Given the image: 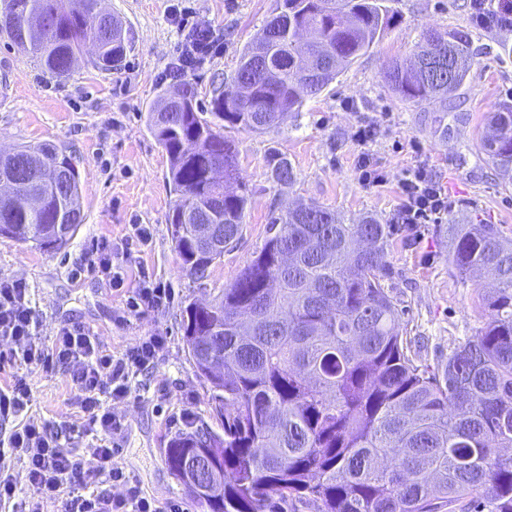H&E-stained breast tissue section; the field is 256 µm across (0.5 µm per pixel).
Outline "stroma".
Segmentation results:
<instances>
[{"instance_id":"stroma-1","label":"stroma","mask_w":512,"mask_h":512,"mask_svg":"<svg viewBox=\"0 0 512 512\" xmlns=\"http://www.w3.org/2000/svg\"><path fill=\"white\" fill-rule=\"evenodd\" d=\"M103 5L122 20L132 42L124 65L109 74L84 57L70 75L56 76L0 31V150L47 144L69 156L79 172L84 214L75 236L57 250L0 236V279L29 284L45 342H53L61 325L80 322L119 357L146 336H165L155 362L134 377L130 396L114 406L123 424L117 463L159 503L178 505L181 512H209L165 462L174 434L203 423L222 430L211 385L198 375L184 344L185 307L235 280L263 247L272 214L311 201L355 222L368 214L389 219L401 204L400 180L423 163L455 201L445 223L497 224L512 237V184L503 182L477 148L492 112L512 104V29L473 27L471 0H398L400 21L308 99L299 115L286 116L266 134L228 130L250 201L238 246L199 281L174 249L167 222L174 201L170 162L149 133L147 116L158 92L172 85L165 71L179 50L176 14L189 10L223 37L222 53L185 77L205 104L215 76L232 79L242 48L269 18L275 0H104ZM454 28L469 30L477 51L458 91L421 107L395 94L386 79L392 61L412 57L426 33ZM442 114L448 122L444 137L435 123ZM365 121L377 124L379 132L361 145L353 134ZM272 147L293 164V184L269 180L266 156ZM364 155L382 172V186L361 184L358 165ZM135 224L150 226V245L132 240ZM102 239L125 251L123 290H111L82 268L86 251ZM389 268L385 285L405 310L400 332L412 357L433 368L445 364L458 344L484 325L478 301L489 278L454 276L435 224L402 225L392 239ZM143 270L173 289L166 307L128 310ZM29 383L28 421L60 428L80 419L63 368L33 370Z\"/></svg>"}]
</instances>
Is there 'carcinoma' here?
<instances>
[{"mask_svg":"<svg viewBox=\"0 0 512 512\" xmlns=\"http://www.w3.org/2000/svg\"><path fill=\"white\" fill-rule=\"evenodd\" d=\"M395 0H276L273 14L244 47L231 83L213 88L211 119L191 84L168 106L162 91L147 126L170 161L176 196L168 215L175 250L189 272L206 277L239 240L249 191L223 194L209 177L222 161L236 179L237 150L227 127L264 134L277 117L298 112L395 24ZM97 0H9L0 27L9 36L43 20L29 43L40 64L71 72L88 42L100 43L94 67L112 71L130 50L120 20L102 38ZM440 56L445 67L421 62ZM330 59L315 85L307 61ZM474 61L471 34L456 30L424 40L415 61L394 62L392 90L416 103L455 93ZM253 87L241 98L239 82ZM479 141L492 164L512 172V106L491 119ZM34 163L39 203L23 208L0 192V235L42 248L66 245L84 221L79 173L55 148L21 146ZM276 184L296 180L278 149L266 157ZM218 224L219 244L201 245L195 225ZM400 225L366 215L348 224L336 211L300 205L274 218L261 251L210 301L185 308L184 341L197 372L210 381L220 436L207 427L169 441L166 464L210 512H275L274 500L311 502L316 512H453L467 498L489 512H512V238L497 224H442L453 271L497 281L481 295L486 317L476 336L433 370L408 354L401 314L387 292L390 240ZM210 464L224 481L192 489L184 473Z\"/></svg>","mask_w":512,"mask_h":512,"instance_id":"obj_1","label":"carcinoma"}]
</instances>
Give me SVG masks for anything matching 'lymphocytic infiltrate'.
Returning a JSON list of instances; mask_svg holds the SVG:
<instances>
[{
    "label": "lymphocytic infiltrate",
    "mask_w": 512,
    "mask_h": 512,
    "mask_svg": "<svg viewBox=\"0 0 512 512\" xmlns=\"http://www.w3.org/2000/svg\"><path fill=\"white\" fill-rule=\"evenodd\" d=\"M177 25L183 33L181 53L166 71L173 80L223 48L216 30L192 21L189 12L180 13ZM399 187L402 203L395 213L396 223L438 224L452 207L447 187L428 165L408 172ZM0 343L11 345L13 362L27 368H64L83 413L79 423L63 431L27 421L31 390L26 377L17 375L0 385V425L12 426L6 445L0 447V504L11 505L12 512H43L45 503L60 499L64 512H179L174 505L157 506L133 485L115 464L117 448L112 443L122 424L110 404L128 398L132 378L154 361L164 336L146 337L116 357L90 327L70 323L59 329L53 344H45L26 282L1 280ZM10 456L23 459L28 492H21L5 472ZM106 483L124 486V494L104 492Z\"/></svg>",
    "instance_id": "obj_1"
}]
</instances>
